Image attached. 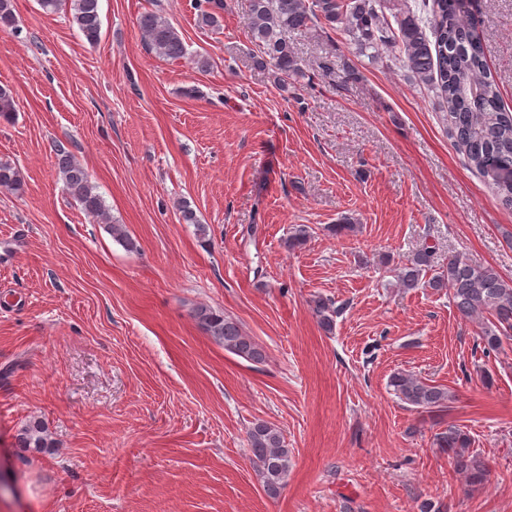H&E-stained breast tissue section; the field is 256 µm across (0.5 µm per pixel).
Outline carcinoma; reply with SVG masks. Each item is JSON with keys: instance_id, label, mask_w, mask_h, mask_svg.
<instances>
[{"instance_id": "carcinoma-1", "label": "carcinoma", "mask_w": 512, "mask_h": 512, "mask_svg": "<svg viewBox=\"0 0 512 512\" xmlns=\"http://www.w3.org/2000/svg\"><path fill=\"white\" fill-rule=\"evenodd\" d=\"M247 27L258 49L259 63L271 65L278 82L303 78L306 73L288 33L312 29L339 30L348 37L356 53L376 62L381 51H394L393 60L408 69L424 89L432 92L446 109L448 128L468 164L495 189L502 205L512 209V110L504 105L498 83L489 71L476 22V0H414L402 16L391 13V0H245ZM47 13L66 8L73 24L91 45L101 36L99 0H38ZM197 23L201 28L220 25L224 0H198ZM147 48L173 61L189 56L187 45L163 14V8L143 12L137 21ZM0 28L17 29L12 0H0ZM15 112L10 89L0 87V119L9 121ZM56 172L67 196L86 214L107 225L112 238L126 250H138L136 240L121 224H114L102 196L88 171L64 145H55ZM0 189L20 193L24 180L9 160L0 159ZM177 211L185 224L207 236L195 210L186 201ZM432 251L417 250L399 268L397 278L408 290L446 288L464 318L487 313L482 326L483 349L500 350L512 341V280L493 267L472 264L460 257L448 259L446 270L425 279ZM314 312L322 328L330 332L340 309L328 300H314ZM198 325L224 350L253 364L266 361L264 348L243 332L239 324L221 310L207 305L194 309ZM391 386L399 397L419 409L445 407L448 391L410 374L395 373ZM448 450L454 470L468 486L483 485L489 473L485 460L470 450V438L455 426L437 437ZM21 448H51L47 428L39 420L25 424L18 434ZM252 464L265 492L278 495L288 479L292 452L282 430L259 420L248 430Z\"/></svg>"}]
</instances>
